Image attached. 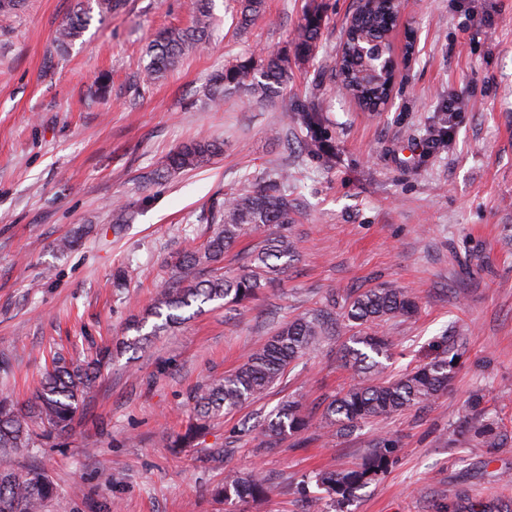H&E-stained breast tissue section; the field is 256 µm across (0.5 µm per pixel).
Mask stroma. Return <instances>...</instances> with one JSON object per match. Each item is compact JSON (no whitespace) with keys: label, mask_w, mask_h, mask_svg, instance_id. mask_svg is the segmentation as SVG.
Segmentation results:
<instances>
[{"label":"stroma","mask_w":512,"mask_h":512,"mask_svg":"<svg viewBox=\"0 0 512 512\" xmlns=\"http://www.w3.org/2000/svg\"><path fill=\"white\" fill-rule=\"evenodd\" d=\"M185 0H125L93 15L67 50L55 47L76 0H27L0 14V396L33 395L49 353L94 355L127 336L168 280V264L200 244L214 206L245 172L287 170L298 256L280 281L227 311L203 304L143 348L113 354L85 395L72 432L22 449L19 464L59 486L49 512H224L210 490L224 467L259 468L273 488L246 512H313L305 474L360 461L368 440L399 439L387 472L345 512H443L468 488L488 498L512 474V441L487 454L451 444L467 397L480 392L512 431V0H405L393 33L398 60L388 111L343 95L332 72L357 0H323L316 64L292 56L307 0H265L249 26L214 0L209 44L146 85V48L165 27L190 25ZM289 53L287 87L256 103L210 107L203 89L226 60ZM107 78L106 97L94 93ZM448 144L426 142L449 99ZM323 113L331 146L317 157L273 133L284 113ZM202 137L224 144L209 165L176 174L167 156ZM78 235L72 250L58 241ZM408 289L417 313L383 327L385 376L461 350L452 385L429 408L376 420L348 437L318 429L264 451L259 426L294 396L321 404L354 380L328 336L261 399L220 418L173 452L195 389L233 371L283 321L323 305L329 290Z\"/></svg>","instance_id":"1"}]
</instances>
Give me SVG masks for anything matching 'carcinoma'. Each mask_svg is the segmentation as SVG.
Here are the masks:
<instances>
[{
	"mask_svg": "<svg viewBox=\"0 0 512 512\" xmlns=\"http://www.w3.org/2000/svg\"><path fill=\"white\" fill-rule=\"evenodd\" d=\"M238 22L249 25L263 13L264 0H235ZM193 24L188 28H166L149 47L150 61L143 83H152L173 69L186 50L206 43L211 33V0H188ZM90 12L83 4L60 26L55 42L64 48L81 36L90 24ZM325 24L322 4L308 0L303 23L294 43L295 54L306 62L317 60V44ZM395 25L388 0H371V7L359 8L350 17L341 60L337 64L340 82L363 106L376 105L391 92L390 72L377 70L365 74L362 51L366 48L384 57L393 55L390 32ZM288 83V56L270 52L260 62L237 60L211 75L206 96L215 107L224 100L245 92L256 101H264L276 89ZM300 128L306 131L304 146L318 156L327 150L323 139V113H298ZM448 115L439 118L438 130L430 138L431 147L448 143ZM223 152V144L202 139L186 144L167 159L166 169L177 172L203 167ZM242 188L224 199V205L211 215L204 244L180 253L172 264L171 281L161 290L146 316L135 319L130 328L141 331L149 317L162 320L154 330L164 329L182 320L180 311L194 304L218 301L236 307L257 299L261 291L288 269L297 255L296 242L288 237L293 221L294 203L288 199V172L247 173ZM265 236L249 248L242 264L234 271L224 270V259L242 239L257 233ZM417 310L415 297L404 288L379 285L352 292L344 299L341 318H336V292L332 291L319 309L283 323L262 345L254 349L232 373L197 388L192 395L194 421L184 432L166 438L169 448H189L213 418L240 410L262 396L278 382L298 358L311 351L321 337L341 327L349 333L341 349L345 364L355 369L358 381L327 402L321 414L307 409L300 399L282 402L261 425V447L274 449L288 437L311 426L333 435L346 436L378 418L425 407L448 392L459 355L438 358L396 379L379 378L380 357L388 356L389 339L379 328ZM108 357L104 352L94 364L68 361L54 356L31 403L15 407L0 400V512H46L56 496L49 474L40 467L20 466L14 460L19 448L34 444L33 426L42 436H62L73 429L85 388L96 378L97 367ZM458 434L471 453L507 444L508 431L496 415L484 405L482 394L473 393ZM400 448L398 438L379 436L370 444L361 462L347 468L315 472L304 484L315 485L318 494L310 497L315 507L322 502L344 506L356 491L370 483L392 465ZM267 479L259 471L224 470V480L214 496L234 512L252 499L265 495ZM446 512H512V481L502 484L500 495L477 499L464 488L448 499Z\"/></svg>",
	"mask_w": 512,
	"mask_h": 512,
	"instance_id": "obj_1",
	"label": "carcinoma"
}]
</instances>
